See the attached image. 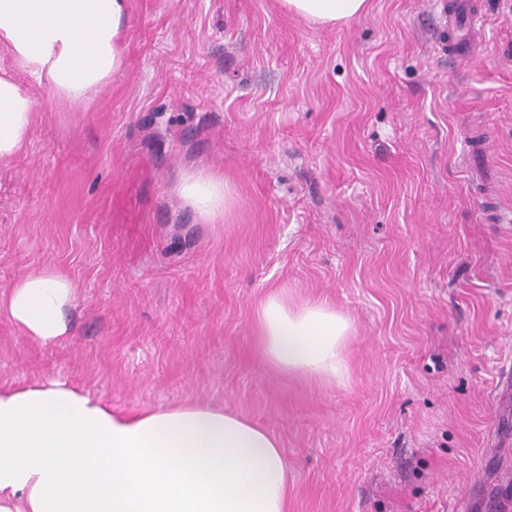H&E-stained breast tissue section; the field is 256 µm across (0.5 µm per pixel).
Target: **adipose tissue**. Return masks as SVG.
Masks as SVG:
<instances>
[{
  "mask_svg": "<svg viewBox=\"0 0 512 512\" xmlns=\"http://www.w3.org/2000/svg\"><path fill=\"white\" fill-rule=\"evenodd\" d=\"M316 27L345 24L368 0H280ZM128 0H0V42L49 94L77 104L124 68ZM35 99L0 76V163L29 143ZM197 223H224L233 191L218 171L174 186ZM72 278L53 267L12 284L0 311L43 343L69 335ZM258 352L275 374L333 388L349 379L350 319L320 299L275 288L257 303ZM294 481L279 438L202 403L130 415L63 382L0 392V512H288Z\"/></svg>",
  "mask_w": 512,
  "mask_h": 512,
  "instance_id": "ef3b65f1",
  "label": "adipose tissue"
}]
</instances>
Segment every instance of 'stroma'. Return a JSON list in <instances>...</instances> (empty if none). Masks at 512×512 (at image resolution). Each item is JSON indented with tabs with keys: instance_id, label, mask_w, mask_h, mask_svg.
I'll list each match as a JSON object with an SVG mask.
<instances>
[{
	"instance_id": "35a3bbf8",
	"label": "stroma",
	"mask_w": 512,
	"mask_h": 512,
	"mask_svg": "<svg viewBox=\"0 0 512 512\" xmlns=\"http://www.w3.org/2000/svg\"><path fill=\"white\" fill-rule=\"evenodd\" d=\"M448 54V0H370L314 27L278 0H129L126 65L89 102L37 100L0 164V296L52 265L78 288L44 344L0 315V389L61 379L129 413L208 403L272 430L289 512H494L512 496V0ZM486 150L465 162L467 138ZM223 173L196 223L173 187ZM134 182L140 224L108 190ZM286 288L349 316L347 384L272 373L252 331ZM174 193L199 224L224 223L233 204V191L223 173L204 168L185 169ZM130 189L131 185L128 181L114 185L113 194L110 197L113 223L137 224L139 222L140 211L131 204Z\"/></svg>"
}]
</instances>
